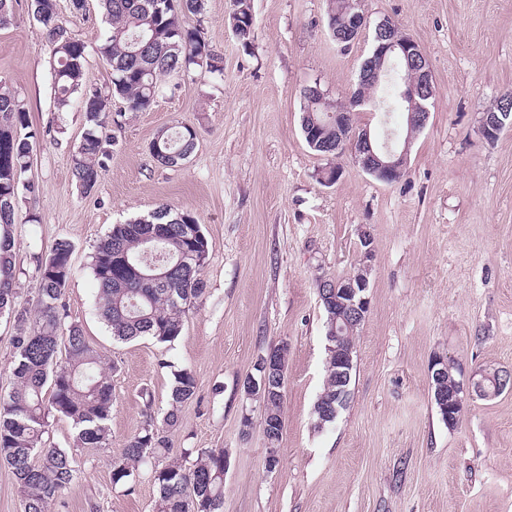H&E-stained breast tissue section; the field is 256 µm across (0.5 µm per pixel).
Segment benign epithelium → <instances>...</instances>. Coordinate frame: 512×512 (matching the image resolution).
<instances>
[{"instance_id":"1","label":"benign epithelium","mask_w":512,"mask_h":512,"mask_svg":"<svg viewBox=\"0 0 512 512\" xmlns=\"http://www.w3.org/2000/svg\"><path fill=\"white\" fill-rule=\"evenodd\" d=\"M336 21L330 22L329 30L339 44L357 41L367 27L366 16L361 9V0H338L336 2ZM403 61L411 72L410 81L400 92L405 103L408 133L404 143L399 144L394 138L385 141L371 137L370 130L359 128L352 122L351 113L366 104L368 99L355 93L340 104L336 112H328L326 97L321 90H316V105L320 111L327 113L328 122L334 123L336 130V154L350 153L355 164L376 180L392 184L405 173L409 163V147L411 139L421 133L430 118L429 104L435 96V85L429 59L422 47L412 37L402 33L398 25L390 19H384L376 26L374 47L363 61L359 72V84L370 88L380 85L391 67ZM512 124V108L505 106L500 112L483 113L479 131L489 140L495 139L498 131ZM361 263L357 273L344 284L330 287V280H318V296L326 306H336V322L332 323L327 332L328 344L336 345V405L331 407L330 414L338 415L346 405L350 395L346 387L353 366L350 337L355 327L361 324L369 311L370 300L367 296L373 249L370 235L363 232L360 237ZM433 366L436 384L435 400L438 402L444 417L453 422L459 421L464 404V383L456 381L448 374V362L441 356L435 357ZM501 378L506 382L512 373L495 371L483 372L481 378L472 382L475 390L488 396L485 381Z\"/></svg>"}]
</instances>
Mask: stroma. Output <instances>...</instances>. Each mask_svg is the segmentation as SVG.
<instances>
[{
	"mask_svg": "<svg viewBox=\"0 0 512 512\" xmlns=\"http://www.w3.org/2000/svg\"><path fill=\"white\" fill-rule=\"evenodd\" d=\"M57 3L60 21L87 45L86 82L109 87L112 69L96 49L106 32L98 0L83 12ZM251 4L246 47L230 0H206L203 14L184 16L223 56V73L194 68L166 81L146 112L113 104L109 155L88 194L72 175L84 114L56 104L30 0H16L0 26V85L18 95L38 133L22 178L40 190L20 198L13 228L15 305L35 311L37 258L70 241L75 275L62 321L81 326L116 365L110 447H78L71 421L51 420L50 441L82 464L52 512H155L150 472L113 484L111 458L147 421H162L182 369L197 389L169 432L172 448L227 450L223 512H512V389L467 393L451 428L431 380L438 354L463 382L512 371V127L491 141L479 132L483 112L512 89V0H362L368 24L347 48L329 33L327 0ZM386 18L425 50L436 89L408 169L392 184L350 156L317 155L301 131L304 88L343 102ZM178 124L195 129L194 153L181 166H155L151 141ZM333 166L338 179L323 183L320 170ZM164 204L191 212L208 240L207 292L175 341L114 340L95 306L92 253L113 225ZM364 232L374 250L370 309L350 396L318 430L327 341L317 281L354 272ZM281 344L285 426L270 472L261 410L243 381Z\"/></svg>",
	"mask_w": 512,
	"mask_h": 512,
	"instance_id": "stroma-1",
	"label": "stroma"
}]
</instances>
